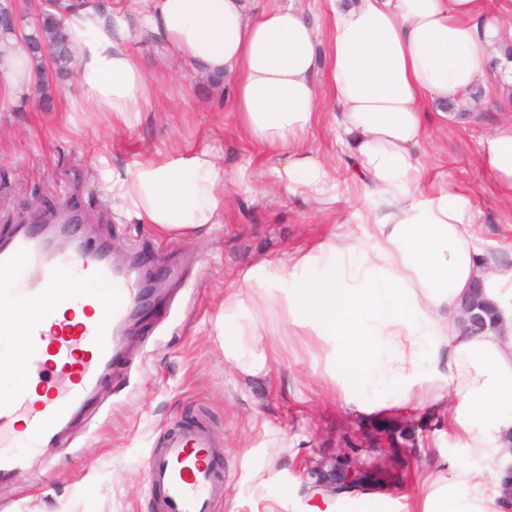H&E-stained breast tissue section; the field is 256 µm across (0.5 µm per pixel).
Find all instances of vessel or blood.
Wrapping results in <instances>:
<instances>
[{
    "label": "vessel or blood",
    "instance_id": "obj_1",
    "mask_svg": "<svg viewBox=\"0 0 512 512\" xmlns=\"http://www.w3.org/2000/svg\"><path fill=\"white\" fill-rule=\"evenodd\" d=\"M104 248L73 242L51 245L30 231L0 242V284L12 283L21 301H33L31 316L0 314V361H19L10 388L0 392V478L23 473L16 451L17 417L27 420L33 448L52 460L63 430L85 407L114 359L137 304L134 267L115 270ZM94 308L96 320L65 324L58 309ZM217 440L205 421L170 428L150 449L146 480L162 512H213L224 487L214 462Z\"/></svg>",
    "mask_w": 512,
    "mask_h": 512
}]
</instances>
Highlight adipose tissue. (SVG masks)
Wrapping results in <instances>:
<instances>
[{"mask_svg": "<svg viewBox=\"0 0 512 512\" xmlns=\"http://www.w3.org/2000/svg\"><path fill=\"white\" fill-rule=\"evenodd\" d=\"M327 37L294 7L252 12L248 0H140L130 24L112 26L95 4L69 7L77 66L71 112L108 113L136 125L154 77L130 47L145 27L161 59L175 56L224 79L223 102L251 143L274 154L287 192L322 201L330 171L307 136L320 123L318 90L333 102L338 138L362 197L374 201L365 236L334 237L318 252L290 254L288 321L332 342V376L346 402L411 401L421 383L447 382L448 431L471 464L449 467L452 492L438 512H512L500 479L512 465V268L477 245L466 197L429 191L423 141L448 106L465 107L487 84V64L512 87L501 12L489 0H330ZM27 28H0V109L26 104L45 59ZM493 186L512 196V121L481 144ZM227 174L207 151L149 161L126 179L114 208L157 235L196 233L224 221ZM496 309L481 331L457 305L475 278Z\"/></svg>", "mask_w": 512, "mask_h": 512, "instance_id": "obj_1", "label": "adipose tissue"}]
</instances>
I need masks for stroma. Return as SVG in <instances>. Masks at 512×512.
Listing matches in <instances>:
<instances>
[{
  "mask_svg": "<svg viewBox=\"0 0 512 512\" xmlns=\"http://www.w3.org/2000/svg\"><path fill=\"white\" fill-rule=\"evenodd\" d=\"M130 44L159 82L133 129L111 116L70 112L77 77L57 81L50 110L38 104L0 110V240L17 225L77 213L88 237L138 257L143 272H160L159 297L135 319L127 362L111 373L73 419L69 448L51 465L29 456V471L0 481V512H159L145 479V459L167 429L206 418L220 442L216 465L224 496L215 512H308L306 473L313 460L339 452L360 416L399 419L414 428L401 479L384 489L332 497L330 512H414L426 497L449 492L448 464L464 455L448 433V402H386L367 412L343 403L329 365L333 345L289 328L287 281H276L288 253L308 250L332 233L365 236L369 205L355 200L347 151L328 122L308 137L328 162L332 199L309 202L286 192L277 163L235 133L216 92L196 68L161 65L150 38ZM512 120V96L496 84L462 118L433 125L424 142L428 183L464 190L477 244L512 268V199L482 175L483 139ZM212 152L233 177L224 221L194 237L161 238L126 211L113 210L123 180L151 159ZM238 292L239 304L224 299ZM255 322L252 344L261 370L245 374L224 359V322ZM281 359H273L271 348Z\"/></svg>",
  "mask_w": 512,
  "mask_h": 512,
  "instance_id": "stroma-1",
  "label": "stroma"
}]
</instances>
